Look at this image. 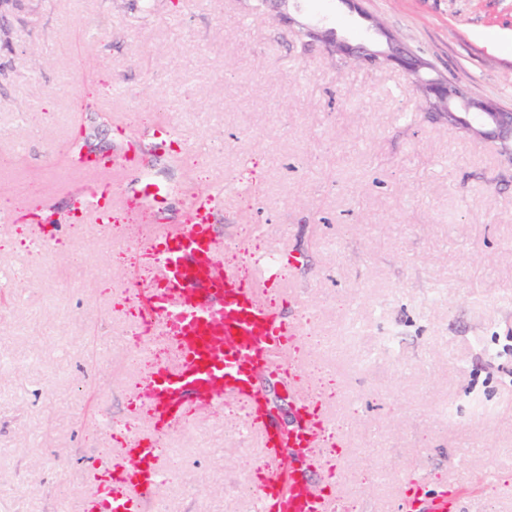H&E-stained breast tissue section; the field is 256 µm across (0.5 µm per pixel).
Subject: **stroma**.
<instances>
[{
	"label": "stroma",
	"mask_w": 512,
	"mask_h": 512,
	"mask_svg": "<svg viewBox=\"0 0 512 512\" xmlns=\"http://www.w3.org/2000/svg\"><path fill=\"white\" fill-rule=\"evenodd\" d=\"M5 0L0 5V512H81L149 431L124 344L140 287L132 225L185 223L193 187H222L219 240L256 229L281 256L265 299L320 337L336 397L316 411L338 443L306 451L310 486L363 512H512V162L434 118L415 77L346 61L299 34L355 39L378 17L429 77L512 110V0ZM93 95L98 115L78 101ZM174 129L176 138L159 141ZM88 137L108 182L79 178ZM131 158L122 168V158ZM164 205L134 197L142 174ZM107 193L116 233L84 194ZM56 214L57 226L38 216ZM306 298V306L292 294ZM160 455L172 477L150 512H254L262 464L235 401L200 406ZM374 472L372 485L338 467Z\"/></svg>",
	"instance_id": "1"
}]
</instances>
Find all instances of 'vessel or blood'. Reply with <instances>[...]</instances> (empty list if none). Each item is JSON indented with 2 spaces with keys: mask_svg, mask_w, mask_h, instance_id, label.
<instances>
[{
  "mask_svg": "<svg viewBox=\"0 0 512 512\" xmlns=\"http://www.w3.org/2000/svg\"><path fill=\"white\" fill-rule=\"evenodd\" d=\"M147 250L157 275L145 293L161 329H177L178 337L171 361L159 369L158 383L147 394L152 428L133 433L125 452L135 467L128 471L113 468L111 459L101 462L112 468L115 485L100 490L98 512H141L145 500L169 476L155 454V434L180 423L192 399L218 405L226 396L246 409L245 430L257 435L265 451L266 461L257 474L259 512H334L333 498L311 492L302 468L287 475L281 471L286 453L310 447L313 429L300 425L281 434L269 410L255 400L254 375L262 368H280L294 339L261 295L278 281L276 260L254 255L260 280L251 287L234 268L215 274L223 244L204 222L188 225L177 235L161 234Z\"/></svg>",
  "mask_w": 512,
  "mask_h": 512,
  "instance_id": "1",
  "label": "vessel or blood"
}]
</instances>
